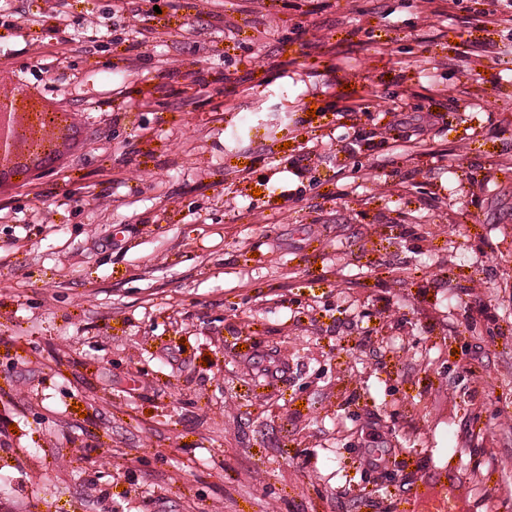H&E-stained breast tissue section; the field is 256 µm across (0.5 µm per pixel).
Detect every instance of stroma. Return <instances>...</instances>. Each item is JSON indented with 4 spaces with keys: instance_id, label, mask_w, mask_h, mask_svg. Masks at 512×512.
<instances>
[{
    "instance_id": "stroma-1",
    "label": "stroma",
    "mask_w": 512,
    "mask_h": 512,
    "mask_svg": "<svg viewBox=\"0 0 512 512\" xmlns=\"http://www.w3.org/2000/svg\"><path fill=\"white\" fill-rule=\"evenodd\" d=\"M114 3L0 0V512H512V25ZM8 97L13 102L12 108L6 112L0 110V182L4 179L15 182L16 168H25L29 173L38 164L42 168L50 166L57 153L47 144L45 136L34 137L35 130L54 125L34 119L33 114L42 112L43 108L28 89L18 85ZM21 144H25L23 152L19 149ZM35 145L41 146L42 151L35 152Z\"/></svg>"
}]
</instances>
